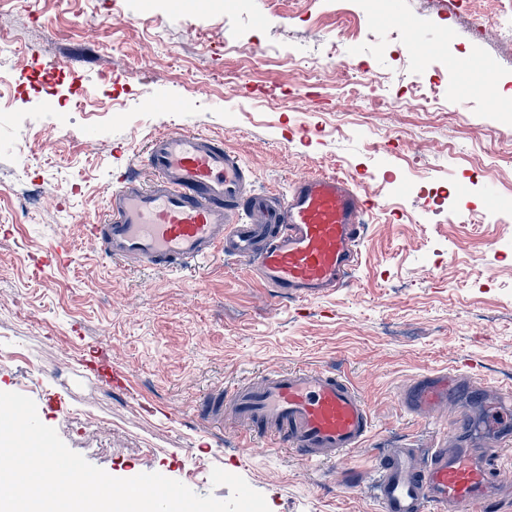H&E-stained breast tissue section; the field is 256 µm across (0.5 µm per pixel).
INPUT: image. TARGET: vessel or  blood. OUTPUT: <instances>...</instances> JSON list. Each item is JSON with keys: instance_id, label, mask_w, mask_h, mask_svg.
Segmentation results:
<instances>
[{"instance_id": "obj_1", "label": "vessel or blood", "mask_w": 512, "mask_h": 512, "mask_svg": "<svg viewBox=\"0 0 512 512\" xmlns=\"http://www.w3.org/2000/svg\"><path fill=\"white\" fill-rule=\"evenodd\" d=\"M143 164L150 183L120 179L105 193L103 221L86 228L112 261L177 270L231 254L280 299L325 295L346 285L360 263L369 202L340 176L302 178L282 194L257 193L249 187L250 170L223 139L179 130L154 139ZM482 390L477 379L444 372L402 387L400 402L414 416L433 419L454 394L478 399ZM197 415L217 426L233 418L250 437L273 439L311 463L356 451L374 427L369 406L343 375L308 366L268 370L210 394ZM487 415L495 447L512 446V413L492 405ZM494 449L437 447L423 465L413 449L390 450L376 463L383 512L490 507L503 480Z\"/></svg>"}]
</instances>
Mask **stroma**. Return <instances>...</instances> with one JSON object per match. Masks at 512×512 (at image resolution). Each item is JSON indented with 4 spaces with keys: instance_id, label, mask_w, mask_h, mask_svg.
Masks as SVG:
<instances>
[{
    "instance_id": "stroma-1",
    "label": "stroma",
    "mask_w": 512,
    "mask_h": 512,
    "mask_svg": "<svg viewBox=\"0 0 512 512\" xmlns=\"http://www.w3.org/2000/svg\"><path fill=\"white\" fill-rule=\"evenodd\" d=\"M441 3L345 16L336 0H0L24 48L0 55V392L33 399L116 478L159 473L225 499L219 467L270 512H381L377 454L422 457L454 432L402 408L406 381L474 373L512 394V123L497 116L512 49L489 0L450 19ZM429 82L436 102L382 107ZM175 130L223 137L256 191L335 173L369 197L348 284L279 301L227 256L177 277L101 257L85 227L105 190ZM61 242L66 261L35 267ZM104 351L125 389L90 369ZM299 365L359 389L376 419L359 451L314 464L197 420L219 386Z\"/></svg>"
}]
</instances>
